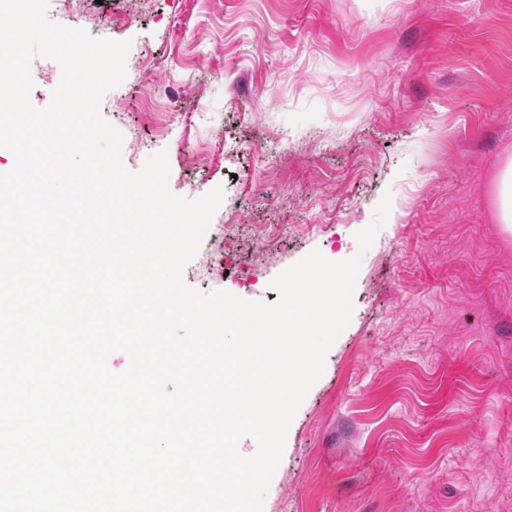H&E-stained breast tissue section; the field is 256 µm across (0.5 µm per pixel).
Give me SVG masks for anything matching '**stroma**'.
Wrapping results in <instances>:
<instances>
[{"mask_svg": "<svg viewBox=\"0 0 512 512\" xmlns=\"http://www.w3.org/2000/svg\"><path fill=\"white\" fill-rule=\"evenodd\" d=\"M47 16L131 40L101 104L129 169L163 150L176 195L224 185L188 285L276 302L279 272L353 257L391 197L264 512H512V0H48ZM30 71L47 107L61 67ZM501 224L511 230L512 223V164L509 163L501 176V208L499 213Z\"/></svg>", "mask_w": 512, "mask_h": 512, "instance_id": "1", "label": "stroma"}]
</instances>
